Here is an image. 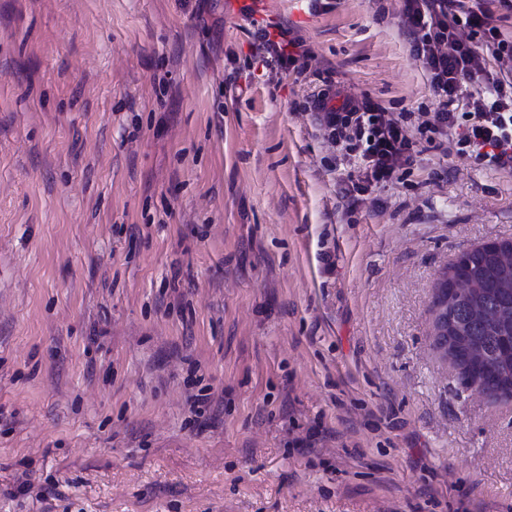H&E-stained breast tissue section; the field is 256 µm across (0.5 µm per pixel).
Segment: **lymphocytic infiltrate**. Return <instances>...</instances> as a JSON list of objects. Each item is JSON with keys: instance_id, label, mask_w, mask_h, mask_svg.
I'll return each instance as SVG.
<instances>
[{"instance_id": "lymphocytic-infiltrate-1", "label": "lymphocytic infiltrate", "mask_w": 512, "mask_h": 512, "mask_svg": "<svg viewBox=\"0 0 512 512\" xmlns=\"http://www.w3.org/2000/svg\"><path fill=\"white\" fill-rule=\"evenodd\" d=\"M410 51L421 61L435 108L387 112L370 101L310 108L339 156L355 162L342 180L346 198L409 174L420 141L447 145L476 164L512 171V41L494 25L488 0H403ZM256 53L265 66L288 70L306 56L284 27L260 28ZM471 91H463V83Z\"/></svg>"}]
</instances>
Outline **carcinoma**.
Listing matches in <instances>:
<instances>
[{
    "mask_svg": "<svg viewBox=\"0 0 512 512\" xmlns=\"http://www.w3.org/2000/svg\"><path fill=\"white\" fill-rule=\"evenodd\" d=\"M455 276L474 285L471 300L449 306L452 323L468 347L483 352L486 365L474 372L472 384L489 395L498 394L512 380V266L498 261L494 252L471 250ZM481 305L486 317L471 313V302Z\"/></svg>",
    "mask_w": 512,
    "mask_h": 512,
    "instance_id": "obj_1",
    "label": "carcinoma"
}]
</instances>
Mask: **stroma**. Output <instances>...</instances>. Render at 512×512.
<instances>
[{"mask_svg":"<svg viewBox=\"0 0 512 512\" xmlns=\"http://www.w3.org/2000/svg\"><path fill=\"white\" fill-rule=\"evenodd\" d=\"M402 8L0 0V512H512L431 309L512 172L423 142L352 208L308 110L431 104ZM273 28L276 29L274 33L266 27L258 29L256 54L265 66L284 71L294 67V70L300 73L297 64L306 57L302 42L298 39H289V32L282 25Z\"/></svg>","mask_w":512,"mask_h":512,"instance_id":"35a3bbf8","label":"stroma"}]
</instances>
